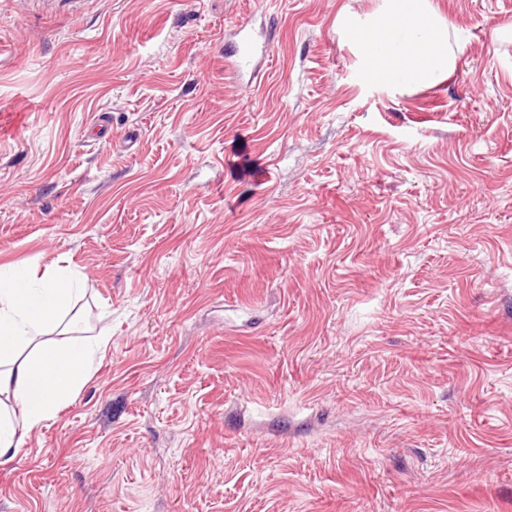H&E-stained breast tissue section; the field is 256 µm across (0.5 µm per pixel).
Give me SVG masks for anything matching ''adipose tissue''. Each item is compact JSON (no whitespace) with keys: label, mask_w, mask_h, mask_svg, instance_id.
Returning a JSON list of instances; mask_svg holds the SVG:
<instances>
[{"label":"adipose tissue","mask_w":512,"mask_h":512,"mask_svg":"<svg viewBox=\"0 0 512 512\" xmlns=\"http://www.w3.org/2000/svg\"><path fill=\"white\" fill-rule=\"evenodd\" d=\"M357 41L364 75L374 83L429 85L453 65L445 27L429 0H384ZM84 290L82 277L52 266L37 279L21 268L0 271V466L17 456L33 428L52 420L86 387L108 343L107 337L89 336L22 355L61 326Z\"/></svg>","instance_id":"1"}]
</instances>
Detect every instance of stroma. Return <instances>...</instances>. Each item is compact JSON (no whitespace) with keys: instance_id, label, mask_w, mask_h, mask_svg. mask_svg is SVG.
Returning <instances> with one entry per match:
<instances>
[{"instance_id":"stroma-1","label":"stroma","mask_w":512,"mask_h":512,"mask_svg":"<svg viewBox=\"0 0 512 512\" xmlns=\"http://www.w3.org/2000/svg\"><path fill=\"white\" fill-rule=\"evenodd\" d=\"M430 2L404 89L383 0H0V266L108 338L0 512H512V0ZM366 79L392 86L436 82L453 65L446 31L428 0H385L382 11L358 31ZM237 35L240 36V45L234 50V55L237 56L236 65L240 70L248 69L257 49L251 32L247 29V23L238 25Z\"/></svg>"}]
</instances>
